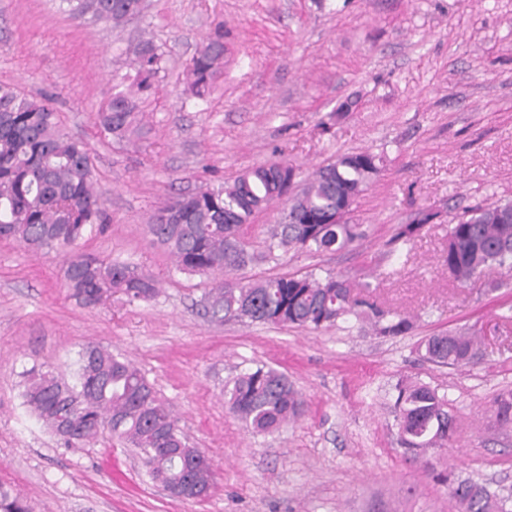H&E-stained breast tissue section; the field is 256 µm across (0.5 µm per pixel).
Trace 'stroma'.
Wrapping results in <instances>:
<instances>
[{"label": "stroma", "instance_id": "35a3bbf8", "mask_svg": "<svg viewBox=\"0 0 512 512\" xmlns=\"http://www.w3.org/2000/svg\"><path fill=\"white\" fill-rule=\"evenodd\" d=\"M218 33L224 70L200 100L186 70ZM143 40L164 70L140 136L121 141L97 114ZM0 84L49 103L86 144L106 217L66 248L0 240V487L32 512H455L436 480L450 471L512 490V425L493 410L512 389V274L491 267L462 285L442 264L457 216L512 200V0H146L117 27L72 18L60 0H0ZM361 151L382 160L347 216L362 237L339 252L281 251L240 276H342L411 316V335L212 321L200 303L212 277L179 271L148 230L159 207L249 168L284 161L301 184ZM422 211L434 220L389 253L397 225ZM75 254L139 267L159 293L82 306L63 278ZM461 327L484 337L478 364L421 361V337ZM89 344L132 361L172 405L213 463L208 497H172L109 431L68 446L30 413L23 373L69 374ZM258 364L287 373L305 401L271 434L224 405L225 383ZM405 378L446 395L456 423L447 447L415 459L391 397Z\"/></svg>", "mask_w": 512, "mask_h": 512}]
</instances>
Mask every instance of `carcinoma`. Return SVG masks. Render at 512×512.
Here are the masks:
<instances>
[{
	"mask_svg": "<svg viewBox=\"0 0 512 512\" xmlns=\"http://www.w3.org/2000/svg\"><path fill=\"white\" fill-rule=\"evenodd\" d=\"M74 17L87 14L120 25L137 14L142 0H62ZM130 67L114 86L115 92L99 112L103 132L118 140L138 133L141 104L155 93L163 69V54L151 41L132 50ZM226 48L220 37L206 42L188 67L190 89L197 97L210 92L224 68ZM380 172L377 156L344 153L320 166L300 189L291 191L294 169L285 162L256 167L229 185L200 190L159 208L148 229L156 242L190 274H215L218 280L201 298L205 312L218 322L261 323L318 330L339 320L367 322L381 336H403L413 321L382 310L370 296L352 291L339 276L283 275L256 281L228 278L277 250L309 253L342 250L358 237V225L345 216ZM285 207L272 225L265 251L247 247L241 228L271 202ZM507 202L476 207L458 217L450 229L444 264L448 274L464 283L484 269L498 266L512 271V219ZM338 215L333 224H309L310 217ZM93 188L91 160L86 146L70 138L46 103L0 84V240H13L44 249L71 246L85 227L100 222ZM435 215L425 213L415 224H402L392 242L409 243ZM64 279L84 306L98 304L113 289L133 299L149 301L157 282L128 264L101 261L85 255L70 258ZM480 337L470 331H443L418 345L422 357L437 366L458 367L479 359ZM74 382L34 368L24 373V404L55 435H60L69 404L84 416L73 443L90 442L108 429L138 449L150 481L164 485L171 496L198 499L212 486L210 460L190 446L169 403L130 361L99 345L79 352ZM393 407L401 443L416 453L445 448L454 433L448 399L430 386L402 380L395 386ZM229 410L259 434L272 433L302 413L303 400L288 376L265 365L236 375L224 387ZM497 422L512 424V390L493 401ZM448 484L456 512H512V492L460 479L453 472L441 476ZM0 512H29L26 501L0 490Z\"/></svg>",
	"mask_w": 512,
	"mask_h": 512,
	"instance_id": "cac0c4a2",
	"label": "carcinoma"
}]
</instances>
